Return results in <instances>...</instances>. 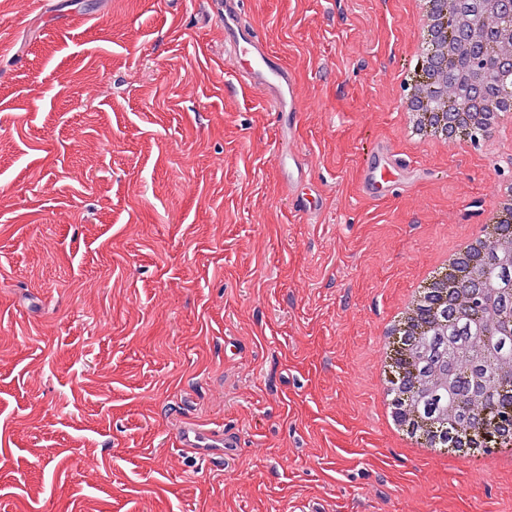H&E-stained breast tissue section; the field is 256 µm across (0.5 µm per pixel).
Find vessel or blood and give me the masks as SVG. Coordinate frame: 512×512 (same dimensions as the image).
I'll list each match as a JSON object with an SVG mask.
<instances>
[{"label": "vessel or blood", "mask_w": 512, "mask_h": 512, "mask_svg": "<svg viewBox=\"0 0 512 512\" xmlns=\"http://www.w3.org/2000/svg\"><path fill=\"white\" fill-rule=\"evenodd\" d=\"M211 4L224 20V44L230 53V63L244 85L261 92L273 110L280 114L282 135L295 138L300 112V91L296 78L259 35L243 25L241 0H211ZM276 164L288 185L292 209L308 218L317 217L318 195L298 188L306 177L303 155L293 150L284 151L278 154ZM397 179L408 185L414 184L417 172L397 166L387 144L371 146L360 168L362 194L371 199H379L390 183ZM176 442L181 450L203 459L225 463L234 456L240 438L234 431L203 428L194 420L185 418L178 425Z\"/></svg>", "instance_id": "vessel-or-blood-1"}]
</instances>
